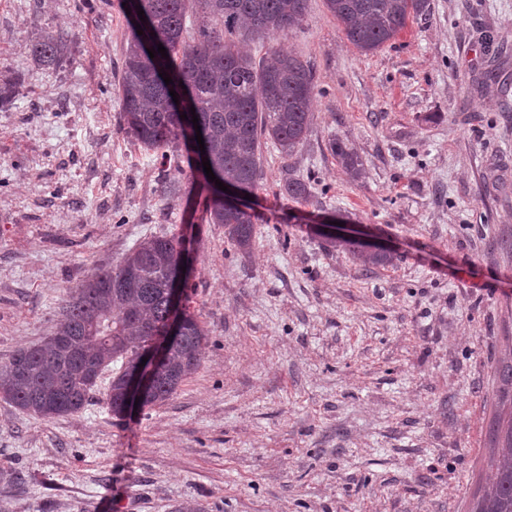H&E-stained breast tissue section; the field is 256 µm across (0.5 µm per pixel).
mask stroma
Segmentation results:
<instances>
[{
    "instance_id": "obj_1",
    "label": "stroma",
    "mask_w": 512,
    "mask_h": 512,
    "mask_svg": "<svg viewBox=\"0 0 512 512\" xmlns=\"http://www.w3.org/2000/svg\"><path fill=\"white\" fill-rule=\"evenodd\" d=\"M72 35L60 67L41 30ZM492 31L506 55L482 39ZM128 23L118 0H0V363L40 343L70 289L153 235H183L184 304L208 331L197 372L163 405L113 415L104 371L81 411L0 400V512H465L485 484L495 359L512 341V0H428L361 54L324 0L251 42L310 63L317 96L290 157L262 146L254 238L208 223L183 142L122 128ZM361 158L352 180L330 150ZM313 197L284 195V175ZM192 186L168 199L171 179ZM339 216L391 249L362 271L317 226ZM72 36L62 30H44L30 44L34 61L44 67H53L67 57Z\"/></svg>"
}]
</instances>
